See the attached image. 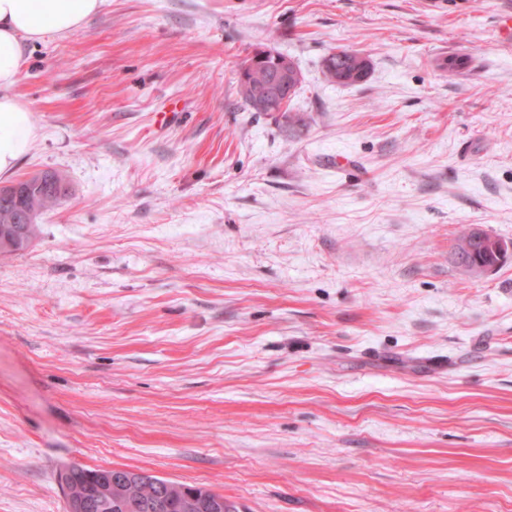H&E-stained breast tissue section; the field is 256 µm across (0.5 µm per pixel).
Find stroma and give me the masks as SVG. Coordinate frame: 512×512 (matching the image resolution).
I'll return each instance as SVG.
<instances>
[{
  "instance_id": "obj_1",
  "label": "stroma",
  "mask_w": 512,
  "mask_h": 512,
  "mask_svg": "<svg viewBox=\"0 0 512 512\" xmlns=\"http://www.w3.org/2000/svg\"><path fill=\"white\" fill-rule=\"evenodd\" d=\"M506 7L103 0L25 45L15 175L70 193L0 255V512H66L73 463L241 512H512V257L453 255L512 245ZM259 46L296 124L238 94ZM339 47L364 81L326 79ZM278 53L279 52H274L267 49L260 52L257 56L252 55L253 59L250 62H248L250 57L247 58L242 65L243 68L248 62L245 69L241 72V89L252 98L253 104L262 111L272 107L274 103L280 102L275 112H288V95L290 92H292L294 86L301 79L300 74L302 75V73L294 60L282 53ZM280 55L288 58L281 57ZM270 56L274 58L276 66L273 68L274 76L269 80V82L259 84L253 80V78L256 76H253L252 78L247 76V73H252L251 71L260 61H263ZM288 59L300 74L295 70V68L292 67ZM302 82L303 79L295 86L291 96L289 97V104L292 98L301 89ZM241 89L239 86V92L244 103L254 112H261L253 107L250 98L244 94ZM330 59L335 70L336 80H332L326 73L327 64L331 67L328 56L323 61L324 74L330 82L341 86H352L361 82L370 68L369 59L366 56L363 57L360 51L354 49H337L336 53L330 55ZM32 223L33 220L31 214H27L22 222V224L28 226L27 234L25 236H21L18 239L11 237L5 240L4 235L0 242V254H11L26 251L31 246L38 233V224ZM508 244L483 230L472 227L454 246L459 266L469 275L480 277V271L497 267L508 252Z\"/></svg>"
}]
</instances>
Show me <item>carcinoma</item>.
Wrapping results in <instances>:
<instances>
[{"label":"carcinoma","mask_w":512,"mask_h":512,"mask_svg":"<svg viewBox=\"0 0 512 512\" xmlns=\"http://www.w3.org/2000/svg\"><path fill=\"white\" fill-rule=\"evenodd\" d=\"M335 70L334 83L341 86L355 85L365 77L370 68L369 59L354 49L340 48L330 55ZM69 194V186L56 170L36 173L31 184H21L20 194L6 193L0 188V226L19 224L28 211L37 214L54 206ZM38 233V225H28L27 234L19 238L0 241V254L27 250ZM459 266L473 277L480 271L497 267L508 252V244L483 230L473 227L465 231L454 246ZM120 474L129 479L121 490H112V499L96 496V484L109 475ZM78 499L91 503L89 512H148L149 500L160 499L167 505L166 512H237L238 507L224 496L209 489L177 483L154 476L144 481L133 470L110 469L75 465L68 476L58 475Z\"/></svg>","instance_id":"cac0c4a2"}]
</instances>
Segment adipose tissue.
I'll return each mask as SVG.
<instances>
[{"instance_id": "adipose-tissue-1", "label": "adipose tissue", "mask_w": 512, "mask_h": 512, "mask_svg": "<svg viewBox=\"0 0 512 512\" xmlns=\"http://www.w3.org/2000/svg\"><path fill=\"white\" fill-rule=\"evenodd\" d=\"M100 6L101 0H0V177L14 173L36 137L32 110L13 92L23 42L69 34Z\"/></svg>"}]
</instances>
